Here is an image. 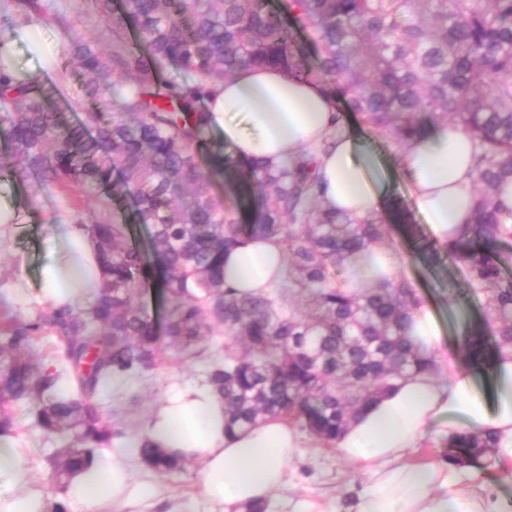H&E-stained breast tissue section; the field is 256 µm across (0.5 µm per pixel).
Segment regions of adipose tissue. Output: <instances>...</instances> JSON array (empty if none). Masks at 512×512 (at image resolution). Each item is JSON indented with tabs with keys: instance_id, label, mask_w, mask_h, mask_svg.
I'll return each instance as SVG.
<instances>
[{
	"instance_id": "adipose-tissue-1",
	"label": "adipose tissue",
	"mask_w": 512,
	"mask_h": 512,
	"mask_svg": "<svg viewBox=\"0 0 512 512\" xmlns=\"http://www.w3.org/2000/svg\"><path fill=\"white\" fill-rule=\"evenodd\" d=\"M207 122L232 157L279 163L302 150L315 155L316 173L329 208L362 219L385 211L389 177L363 154L358 130L341 121L338 98L323 83L301 82L274 67L243 68L213 87L205 100ZM415 208L437 243L457 238L471 220L475 143L445 123H432L400 148ZM56 244L40 272V286L52 308L74 309L97 295L101 269L83 225L68 218L56 224ZM280 244L253 239L224 255V279L243 289L270 287L283 266ZM414 343L435 357L434 373L401 383L362 414L336 443L337 450L367 474L354 512H505V506L445 461L408 462L431 428L455 437L494 432L498 462H512V355L494 360L493 393L478 385V371L457 357L438 355L440 330L429 308L412 318ZM142 435L168 451L201 464L202 493L221 512H240L268 501L288 481V465L302 448L295 426L274 419L234 434L224 430V404L210 385L173 390ZM136 441L113 449L71 484L72 496L91 512H148L158 495L155 480L132 481L139 463ZM8 467L20 493L0 512H37L22 488L25 460L0 442V467Z\"/></svg>"
}]
</instances>
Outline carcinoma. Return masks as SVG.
Returning <instances> with one entry per match:
<instances>
[{"instance_id": "carcinoma-1", "label": "carcinoma", "mask_w": 512, "mask_h": 512, "mask_svg": "<svg viewBox=\"0 0 512 512\" xmlns=\"http://www.w3.org/2000/svg\"><path fill=\"white\" fill-rule=\"evenodd\" d=\"M112 26V54L89 43L67 49L88 73L110 82L84 85L51 108L40 78L10 76L0 62V116L12 153L0 176L34 174L88 193L87 225L103 268L87 308L52 310L0 325V436L12 434L9 406L26 405L35 425L70 438L52 456L56 484L90 469L119 435L86 399L116 374L143 376L170 352L188 355L224 329V357L207 382L224 399L225 430L280 418L332 447L362 411L407 378L434 368L408 336L422 306L401 277L354 282V265L391 239L378 217L350 219L316 190L313 155L277 166L224 159L203 138V101L212 86L244 67H278L319 80L345 108L398 144L427 122L460 128L478 149L473 214L464 233L442 245L469 272L484 300L481 326L462 336L471 364L512 354V276L491 246L512 238V209L499 200L512 181V0H90ZM25 19L41 0H14ZM191 75L179 83L167 64ZM232 185L236 206L213 191ZM132 197V223L113 217ZM149 227L133 240L132 225ZM255 236L276 238L284 276L265 292L240 294L224 282V252ZM168 304L164 334L143 302L150 289ZM51 332L59 368L29 357ZM495 437L461 434L448 461L471 463ZM145 466L180 473L188 461L147 441Z\"/></svg>"}]
</instances>
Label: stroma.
I'll list each match as a JSON object with an SVG mask.
<instances>
[{
	"instance_id": "35a3bbf8",
	"label": "stroma",
	"mask_w": 512,
	"mask_h": 512,
	"mask_svg": "<svg viewBox=\"0 0 512 512\" xmlns=\"http://www.w3.org/2000/svg\"><path fill=\"white\" fill-rule=\"evenodd\" d=\"M43 3L45 15L34 22L39 42H32L22 35L24 22L15 14L12 0H0V30L16 35L13 62L19 72L40 77L48 88H61L67 99H80L85 78L74 60L66 55L67 42L91 37L96 48L107 55L112 51V32L89 8L88 0H43ZM345 119L358 126L364 145L378 155L391 173L393 198L413 213L411 221L417 225V233H409L403 225H393L392 247L409 264L404 271L405 277L437 316L442 352L453 351L459 330L466 324H479L482 308L476 299L461 307L450 304L441 282L449 277L457 287L463 288L467 285L468 273L445 255L432 261L415 257V237L428 238L432 232L429 224L413 212L414 202L403 174L397 144L376 133L361 117L349 113ZM1 195H13L27 202L18 212L11 245L0 251V272L22 275L28 286L21 295L12 298L0 293V319L28 320L49 310L38 279L55 223L60 214L85 213L87 199L79 187L63 189L41 183L34 177L22 182L0 179ZM199 348L201 353L197 356L165 358L151 374L130 378L124 389L97 395L96 404L113 410V418L124 425L126 437L138 435L149 415L166 401L172 383H199L204 380L208 365L222 359L223 331H215L206 337ZM301 439L303 448L288 466V486L270 500L267 512H284V503L289 499L318 501L324 504L327 512H347L356 492L365 485L366 475L336 449L325 447L314 436L305 433ZM12 440L24 452L29 494L40 500L53 494L66 501L69 512H87L86 505L72 498L69 491L53 488L49 456L53 449L63 446V438L48 435L35 427L27 409L21 407L15 412ZM201 481V466L197 463L189 464L181 473L158 476L161 493L152 512H214L213 505L201 494Z\"/></svg>"
}]
</instances>
